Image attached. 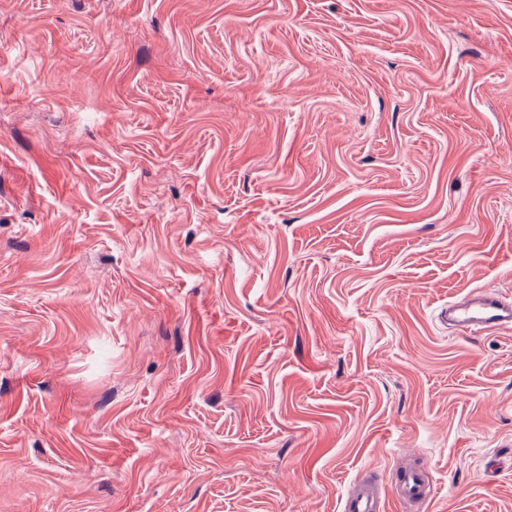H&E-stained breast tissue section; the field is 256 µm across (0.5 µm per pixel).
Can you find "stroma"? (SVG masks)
I'll return each mask as SVG.
<instances>
[{"mask_svg": "<svg viewBox=\"0 0 512 512\" xmlns=\"http://www.w3.org/2000/svg\"><path fill=\"white\" fill-rule=\"evenodd\" d=\"M512 0H0V512H512ZM440 314L455 329L470 333L512 326V302L495 290L469 291L448 301ZM391 492L400 501L422 503L429 496L427 480L417 468L404 469L391 487ZM382 488L374 482L362 481L354 485L343 503V512H380Z\"/></svg>", "mask_w": 512, "mask_h": 512, "instance_id": "35a3bbf8", "label": "stroma"}]
</instances>
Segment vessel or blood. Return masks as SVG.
Listing matches in <instances>:
<instances>
[{"label":"vessel or blood","instance_id":"vessel-or-blood-1","mask_svg":"<svg viewBox=\"0 0 512 512\" xmlns=\"http://www.w3.org/2000/svg\"><path fill=\"white\" fill-rule=\"evenodd\" d=\"M441 316L456 329L469 332L511 327L512 301L493 290H473L449 301ZM391 492L400 501L421 503L428 497L427 480L419 469L409 468L399 473ZM382 494L374 482L356 483L343 503V512H380Z\"/></svg>","mask_w":512,"mask_h":512}]
</instances>
